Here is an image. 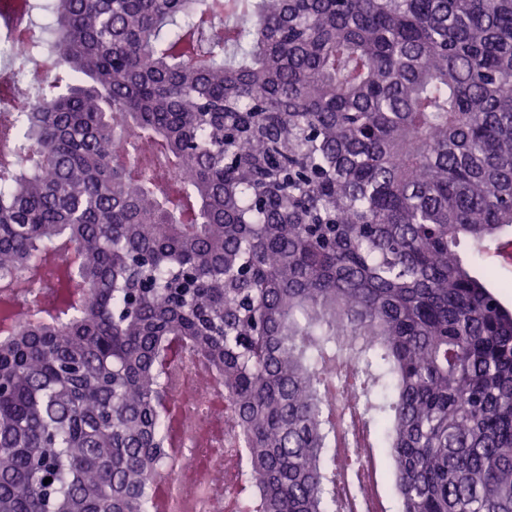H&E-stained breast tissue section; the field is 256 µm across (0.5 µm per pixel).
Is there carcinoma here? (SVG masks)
<instances>
[{
	"label": "carcinoma",
	"mask_w": 512,
	"mask_h": 512,
	"mask_svg": "<svg viewBox=\"0 0 512 512\" xmlns=\"http://www.w3.org/2000/svg\"><path fill=\"white\" fill-rule=\"evenodd\" d=\"M0 68V512H160L170 354L244 437L248 512H512V0H45ZM130 134L124 161L113 145ZM192 172L172 197L180 169ZM52 478L44 484L43 480Z\"/></svg>",
	"instance_id": "obj_1"
}]
</instances>
